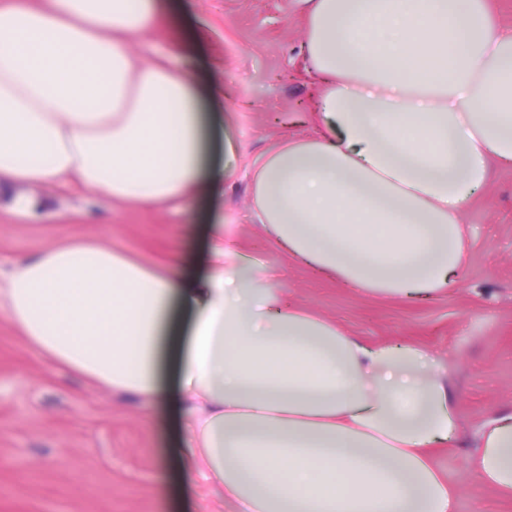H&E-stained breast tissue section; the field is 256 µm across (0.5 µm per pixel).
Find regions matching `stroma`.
Masks as SVG:
<instances>
[{
	"mask_svg": "<svg viewBox=\"0 0 512 512\" xmlns=\"http://www.w3.org/2000/svg\"><path fill=\"white\" fill-rule=\"evenodd\" d=\"M176 30L197 29L191 50L211 84L202 111L224 115V233L248 258L244 277L265 270L282 296L366 342L409 344L454 371L460 441L434 451L460 489L459 512H512L467 468L483 425L512 412V167L493 165L488 187L466 207L467 264L450 290L424 303L360 294L294 264L249 209L246 171L282 136L315 130L314 79L292 76L306 18L297 0H182ZM22 218L0 207V264L68 237H97L141 262L173 248L194 256L206 242L193 206H103L78 186L21 185ZM171 375L151 411L138 399L62 371L0 315V512H239L196 472L177 504L158 494L172 433Z\"/></svg>",
	"mask_w": 512,
	"mask_h": 512,
	"instance_id": "obj_1",
	"label": "stroma"
}]
</instances>
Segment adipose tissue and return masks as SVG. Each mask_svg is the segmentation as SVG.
<instances>
[{"instance_id": "obj_1", "label": "adipose tissue", "mask_w": 512, "mask_h": 512, "mask_svg": "<svg viewBox=\"0 0 512 512\" xmlns=\"http://www.w3.org/2000/svg\"><path fill=\"white\" fill-rule=\"evenodd\" d=\"M320 127L251 167L252 214L297 263L426 299L465 265L464 209L512 164V26L487 0H303ZM177 0H0V189L78 182L106 203L196 198L206 249L152 267L98 239L0 273V313L57 367L151 406L176 370L162 493L200 473L247 512H458L431 451L458 435L452 371L286 304L214 223L224 146L203 66L135 48ZM208 274L198 279L197 266ZM468 469L512 496V414Z\"/></svg>"}]
</instances>
